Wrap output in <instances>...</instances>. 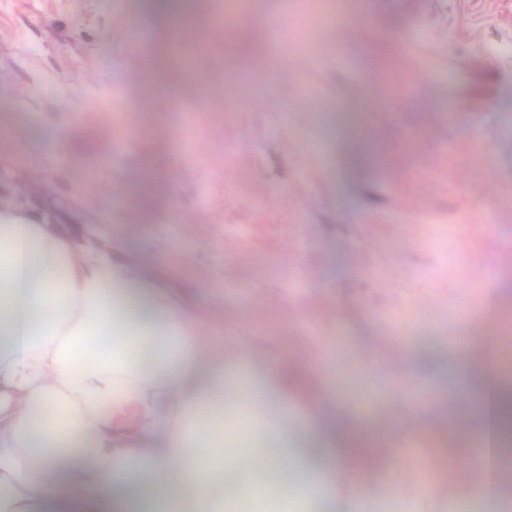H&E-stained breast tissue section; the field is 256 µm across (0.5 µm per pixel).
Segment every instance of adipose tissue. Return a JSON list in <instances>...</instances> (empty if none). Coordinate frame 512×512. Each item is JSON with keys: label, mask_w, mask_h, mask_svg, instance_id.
<instances>
[{"label": "adipose tissue", "mask_w": 512, "mask_h": 512, "mask_svg": "<svg viewBox=\"0 0 512 512\" xmlns=\"http://www.w3.org/2000/svg\"><path fill=\"white\" fill-rule=\"evenodd\" d=\"M153 267L0 201V512H222L217 428L243 392L242 439L277 448L296 496L334 502L319 451L345 430L327 398L290 428L278 364L245 351L225 367L206 314Z\"/></svg>", "instance_id": "ef3b65f1"}]
</instances>
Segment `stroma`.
<instances>
[{
	"label": "stroma",
	"instance_id": "obj_1",
	"mask_svg": "<svg viewBox=\"0 0 512 512\" xmlns=\"http://www.w3.org/2000/svg\"><path fill=\"white\" fill-rule=\"evenodd\" d=\"M235 21L191 70L143 0H0V193L162 255L160 280L235 359H278L292 423L314 376L370 470L336 512H460L475 438L467 358L512 383V0H189ZM307 40L271 55L267 22ZM329 351L336 365L308 355ZM433 485L421 496V482Z\"/></svg>",
	"mask_w": 512,
	"mask_h": 512
}]
</instances>
